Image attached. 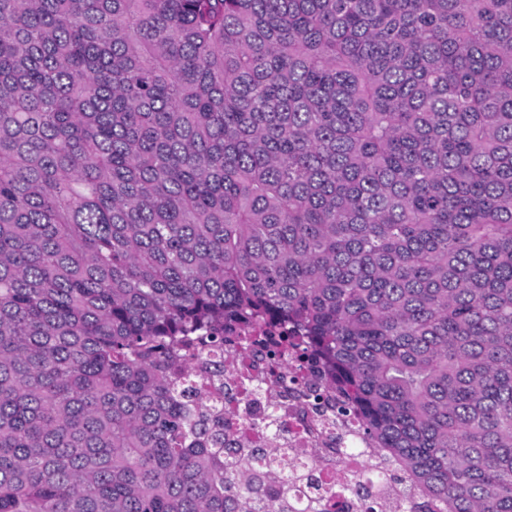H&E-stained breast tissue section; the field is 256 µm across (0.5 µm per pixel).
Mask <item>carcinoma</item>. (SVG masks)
I'll return each instance as SVG.
<instances>
[{
  "label": "carcinoma",
  "instance_id": "1",
  "mask_svg": "<svg viewBox=\"0 0 512 512\" xmlns=\"http://www.w3.org/2000/svg\"><path fill=\"white\" fill-rule=\"evenodd\" d=\"M267 318L512 512V0H0V512H296L190 399Z\"/></svg>",
  "mask_w": 512,
  "mask_h": 512
}]
</instances>
